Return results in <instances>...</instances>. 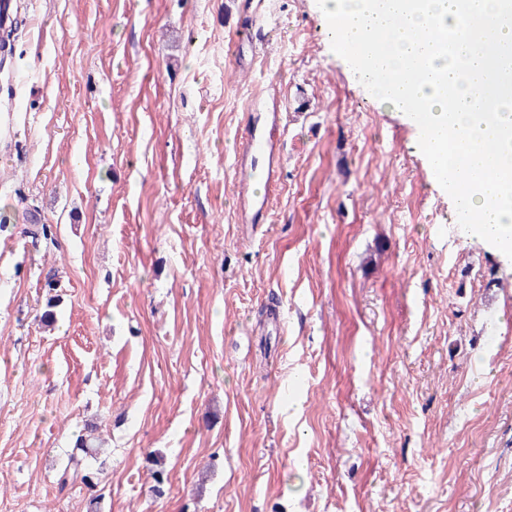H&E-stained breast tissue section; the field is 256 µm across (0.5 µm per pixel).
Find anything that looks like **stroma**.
<instances>
[{
    "label": "stroma",
    "instance_id": "stroma-1",
    "mask_svg": "<svg viewBox=\"0 0 512 512\" xmlns=\"http://www.w3.org/2000/svg\"><path fill=\"white\" fill-rule=\"evenodd\" d=\"M12 31L0 512H512V263L316 0H20ZM274 89L282 163L244 216ZM90 425L96 485L60 487ZM276 124L277 121L262 133H257L256 129L248 127L242 137L241 153L236 164L239 180L235 183L234 189L244 199V205L254 215L257 211L264 209L267 205V198L265 196L262 198L260 208L254 213L258 204V197L248 193V186L253 185L257 181H265L266 188H269L275 179L276 172L272 168L266 172L259 171L252 163L249 165L248 161L249 158L252 159L263 151H272L274 149L277 141L274 138L276 133L272 135V130Z\"/></svg>",
    "mask_w": 512,
    "mask_h": 512
}]
</instances>
